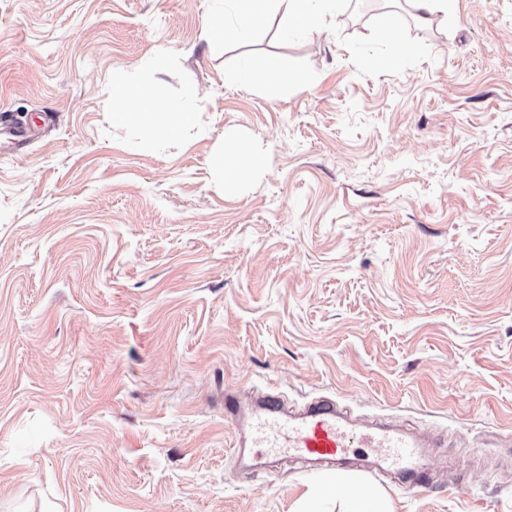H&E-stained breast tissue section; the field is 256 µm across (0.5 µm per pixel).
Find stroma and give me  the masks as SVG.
Wrapping results in <instances>:
<instances>
[{"label": "stroma", "mask_w": 512, "mask_h": 512, "mask_svg": "<svg viewBox=\"0 0 512 512\" xmlns=\"http://www.w3.org/2000/svg\"><path fill=\"white\" fill-rule=\"evenodd\" d=\"M223 15L0 0V113L40 132L0 136V512H512V0H334L298 39L278 15L207 44ZM117 84L197 90V127L113 124ZM233 147L261 163L227 184ZM256 390L451 462L418 489L245 468L224 394Z\"/></svg>", "instance_id": "stroma-1"}]
</instances>
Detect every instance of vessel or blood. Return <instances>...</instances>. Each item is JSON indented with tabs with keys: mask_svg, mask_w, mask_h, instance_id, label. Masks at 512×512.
<instances>
[{
	"mask_svg": "<svg viewBox=\"0 0 512 512\" xmlns=\"http://www.w3.org/2000/svg\"><path fill=\"white\" fill-rule=\"evenodd\" d=\"M224 417L236 429L238 455L250 448H282L300 459L334 465L347 461L352 449L371 448L384 470L410 478L417 487L430 483L425 441L386 422L355 433L347 410L328 397L311 401L295 414L274 392L258 393L248 402L228 394Z\"/></svg>",
	"mask_w": 512,
	"mask_h": 512,
	"instance_id": "obj_1",
	"label": "vessel or blood"
}]
</instances>
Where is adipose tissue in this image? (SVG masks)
Returning <instances> with one entry per match:
<instances>
[{
    "mask_svg": "<svg viewBox=\"0 0 512 512\" xmlns=\"http://www.w3.org/2000/svg\"><path fill=\"white\" fill-rule=\"evenodd\" d=\"M225 3L234 13L236 23L231 28L220 21L208 23L202 33L206 43L223 42L230 30L240 39H247L256 25L280 12L288 18L284 35L311 33L324 25L329 0H225ZM114 97L117 110L112 119L116 124L130 131L149 127L168 139L179 137L186 127L193 125L200 109V99L194 93L180 105L165 104L147 91L135 92L122 86L115 87Z\"/></svg>",
    "mask_w": 512,
    "mask_h": 512,
    "instance_id": "adipose-tissue-1",
    "label": "adipose tissue"
}]
</instances>
